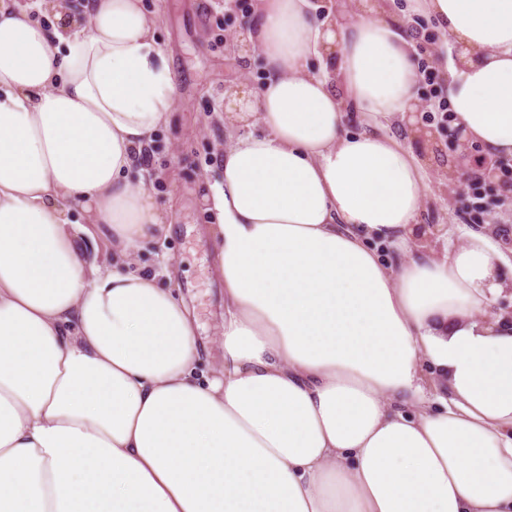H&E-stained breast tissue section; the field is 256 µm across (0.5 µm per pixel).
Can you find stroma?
I'll use <instances>...</instances> for the list:
<instances>
[{
  "label": "stroma",
  "instance_id": "35a3bbf8",
  "mask_svg": "<svg viewBox=\"0 0 512 512\" xmlns=\"http://www.w3.org/2000/svg\"><path fill=\"white\" fill-rule=\"evenodd\" d=\"M250 0H143L145 10L156 21L161 41L174 74L177 115L173 125L155 136L147 165L163 171L153 193L162 206L174 213L172 230L163 245L147 246L139 252L140 269L157 274L162 283L177 286L196 320L197 339L206 344L212 361L221 352L212 342L216 317L223 310V295L212 267V243L205 233L209 217L201 199L208 183L220 179L215 146L224 140V126L216 114L224 90L249 77L262 78L260 68L241 62L231 48V38L243 25V9ZM415 154L433 159L431 194L422 214L429 227L444 226L448 238L460 240L469 230L480 229L477 204L489 210V222L498 231L499 246L512 250V201H497L486 187H477L466 197L448 193L449 171L475 177V155L479 146L461 153L447 135L436 142L410 138Z\"/></svg>",
  "mask_w": 512,
  "mask_h": 512
}]
</instances>
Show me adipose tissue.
Masks as SVG:
<instances>
[{"mask_svg": "<svg viewBox=\"0 0 512 512\" xmlns=\"http://www.w3.org/2000/svg\"><path fill=\"white\" fill-rule=\"evenodd\" d=\"M409 2L455 48L454 126L512 159V0ZM356 7L255 0L233 38L264 79L224 91L207 365L135 267L171 226L155 19L0 0V512H512V258L421 231L428 163L390 132H419L413 43L391 0Z\"/></svg>", "mask_w": 512, "mask_h": 512, "instance_id": "1", "label": "adipose tissue"}]
</instances>
